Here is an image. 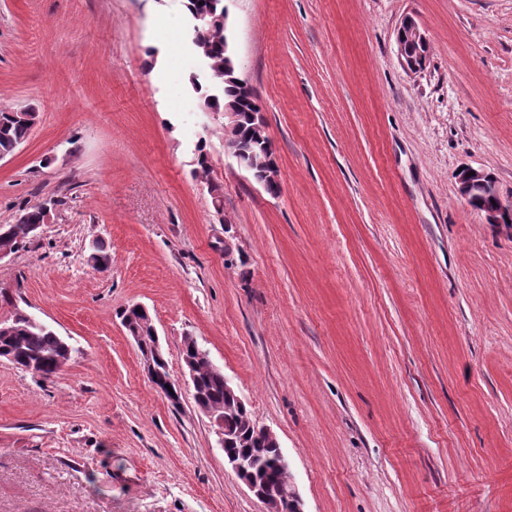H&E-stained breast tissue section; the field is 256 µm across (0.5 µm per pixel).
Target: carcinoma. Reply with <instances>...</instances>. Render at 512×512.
Returning <instances> with one entry per match:
<instances>
[{
    "label": "carcinoma",
    "mask_w": 512,
    "mask_h": 512,
    "mask_svg": "<svg viewBox=\"0 0 512 512\" xmlns=\"http://www.w3.org/2000/svg\"><path fill=\"white\" fill-rule=\"evenodd\" d=\"M198 48L210 58L212 71L210 78L215 86L222 90L221 95L214 97L203 91V86L194 84L197 92H202L204 102L217 112L224 111V102L230 94L224 89V28L211 27L204 30L198 38ZM40 120L39 112L32 106L0 109V153H11L23 144ZM209 161L204 147H199L195 175L207 183L210 193H221L218 186L208 182ZM46 213L40 204L25 208L16 217L13 224H0V246L9 245L20 248L30 238L29 228L34 224H44ZM89 262L94 269L107 271L112 267V254L101 241L94 242L89 255ZM12 331L7 336L0 335V347L13 356L11 363L20 367H35L42 377L49 379L70 359L72 348L61 336L48 325L37 321L18 306L7 319ZM196 382L192 385L193 393H197L206 405L224 414V427L229 441L225 450L240 456L258 455L265 462L260 479L267 488L273 490L283 501L294 496L290 482L288 461L278 452L277 447L268 444L255 430L256 421L247 405L224 389V372L211 366L204 356L193 355Z\"/></svg>",
    "instance_id": "carcinoma-1"
}]
</instances>
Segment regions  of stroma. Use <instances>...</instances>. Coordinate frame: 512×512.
<instances>
[{
    "instance_id": "obj_1",
    "label": "stroma",
    "mask_w": 512,
    "mask_h": 512,
    "mask_svg": "<svg viewBox=\"0 0 512 512\" xmlns=\"http://www.w3.org/2000/svg\"><path fill=\"white\" fill-rule=\"evenodd\" d=\"M224 4L275 194L192 87L183 0H0V107L41 115L0 224L58 202L0 288L73 349L48 380L0 359V512H264L191 393L146 377L131 304L173 379L194 337L274 431L303 512H512V225L456 190L469 165L512 198V0ZM397 52L401 65L412 74L419 73L421 69L418 65H410L408 62V50L412 46L427 44L429 41L422 25L413 17H406L398 27ZM133 306L127 307L122 310L120 314L128 319L129 323L141 324L152 322L148 312L141 311L137 312V309L132 308ZM129 323H122V326L126 329L127 334L132 338L134 344L138 348L141 357V364L143 371L148 379H157L164 382L168 389H172L174 394H168V398L173 403L180 402V396L182 394L181 384L178 381L171 380L170 376H165L160 368L165 361L164 354L159 342V337L155 326L152 324L150 329L151 336H145L138 329L134 330Z\"/></svg>"
}]
</instances>
